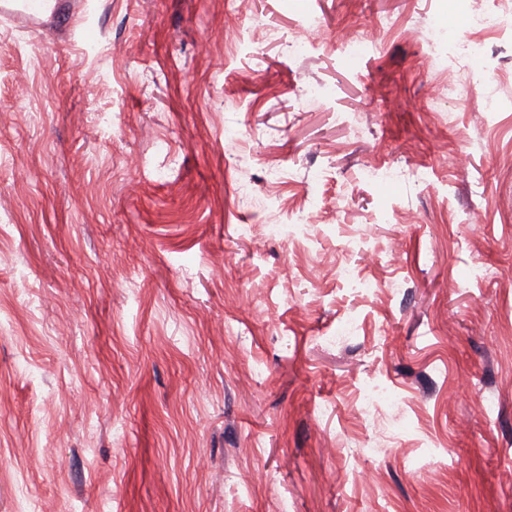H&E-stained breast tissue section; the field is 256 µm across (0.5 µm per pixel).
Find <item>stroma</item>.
<instances>
[{
  "label": "stroma",
  "mask_w": 512,
  "mask_h": 512,
  "mask_svg": "<svg viewBox=\"0 0 512 512\" xmlns=\"http://www.w3.org/2000/svg\"><path fill=\"white\" fill-rule=\"evenodd\" d=\"M56 2L0 14V512H512V25L432 86L496 0Z\"/></svg>",
  "instance_id": "stroma-1"
}]
</instances>
